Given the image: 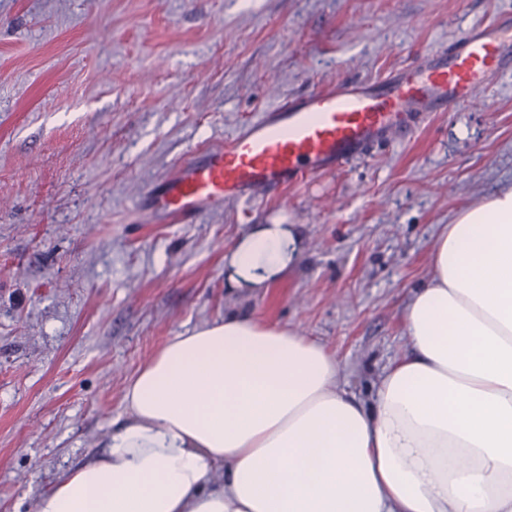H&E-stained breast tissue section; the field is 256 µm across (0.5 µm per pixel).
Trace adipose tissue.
<instances>
[{"label": "adipose tissue", "mask_w": 512, "mask_h": 512, "mask_svg": "<svg viewBox=\"0 0 512 512\" xmlns=\"http://www.w3.org/2000/svg\"><path fill=\"white\" fill-rule=\"evenodd\" d=\"M301 250L258 225L226 281L269 287ZM430 264L371 402L320 342L229 315L140 368L104 451L35 512H512V187L442 225Z\"/></svg>", "instance_id": "1"}]
</instances>
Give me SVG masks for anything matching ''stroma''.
Here are the masks:
<instances>
[{"label": "stroma", "instance_id": "obj_1", "mask_svg": "<svg viewBox=\"0 0 512 512\" xmlns=\"http://www.w3.org/2000/svg\"><path fill=\"white\" fill-rule=\"evenodd\" d=\"M494 20L512 0H0V512H34L102 447L138 369L229 314L316 339L371 400L440 226L512 185V71L481 107L201 223L140 202L264 111ZM274 223L301 226L300 257L266 290L228 288L225 253Z\"/></svg>", "mask_w": 512, "mask_h": 512}]
</instances>
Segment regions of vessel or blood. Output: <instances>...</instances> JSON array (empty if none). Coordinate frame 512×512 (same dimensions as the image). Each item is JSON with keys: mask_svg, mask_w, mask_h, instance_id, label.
I'll return each instance as SVG.
<instances>
[{"mask_svg": "<svg viewBox=\"0 0 512 512\" xmlns=\"http://www.w3.org/2000/svg\"><path fill=\"white\" fill-rule=\"evenodd\" d=\"M510 68L512 35L494 22L378 83L342 84L292 99L224 146L176 162L150 192L151 217L157 224H194L225 201L269 195L337 171L412 130L424 113L471 101Z\"/></svg>", "mask_w": 512, "mask_h": 512, "instance_id": "1", "label": "vessel or blood"}]
</instances>
